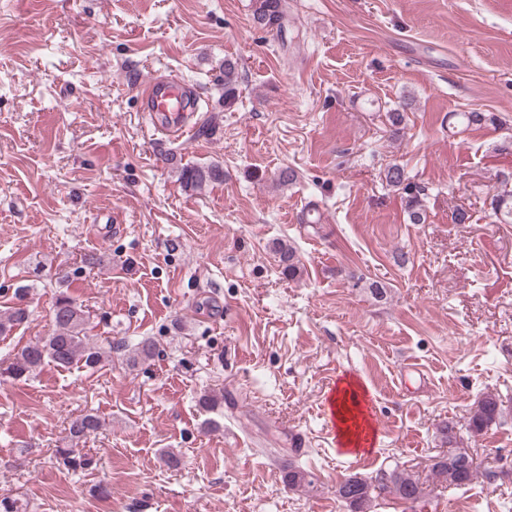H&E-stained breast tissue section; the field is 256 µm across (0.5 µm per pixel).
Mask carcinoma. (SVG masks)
Instances as JSON below:
<instances>
[{
	"mask_svg": "<svg viewBox=\"0 0 512 512\" xmlns=\"http://www.w3.org/2000/svg\"><path fill=\"white\" fill-rule=\"evenodd\" d=\"M287 12L285 0H258L254 20L263 27L278 29ZM238 79L237 65L224 60V94L230 95L235 90ZM456 122L465 127L495 124L496 117L484 112H458L454 114ZM183 187L197 191L209 184L224 182V168L218 163L206 166L184 165L180 177ZM385 181L388 185L401 190L405 195L408 219L412 224H423L427 220L425 189L408 182L403 167L393 164L386 169ZM492 216L500 224H512V189H501L492 196ZM279 262L282 273L293 277L298 271V260L293 248L287 245L278 247ZM27 289H15L16 303L7 315L0 317V334L7 333L22 325L29 318L25 304ZM53 328L49 335L14 350L8 362L0 366V377L12 381H26L34 376L46 364H53L59 369L69 370L73 367L87 371H96L104 360L105 351L88 336V316L82 305L64 290L56 295L53 316ZM157 346L150 338L140 340L131 351L129 363L135 365L152 360ZM499 405L495 397L486 395L480 399L470 419V430L479 434L496 422ZM101 427V420L95 414H85L76 419L70 428V441L78 442L81 438L96 432ZM442 434L448 443V454L438 457L432 464L437 478L448 486L462 487L469 484L476 469L469 450L460 446L458 432L454 422H448L442 428ZM55 457L58 464L68 470H83L90 466L91 459L80 453L77 448H57ZM288 486L300 488L313 484L312 476L294 463H288ZM381 495H392L402 501L415 503L425 495V489L413 475L392 470L376 481H370L358 474H352L336 486V498L348 507L349 512H366L369 503Z\"/></svg>",
	"mask_w": 512,
	"mask_h": 512,
	"instance_id": "carcinoma-1",
	"label": "carcinoma"
}]
</instances>
